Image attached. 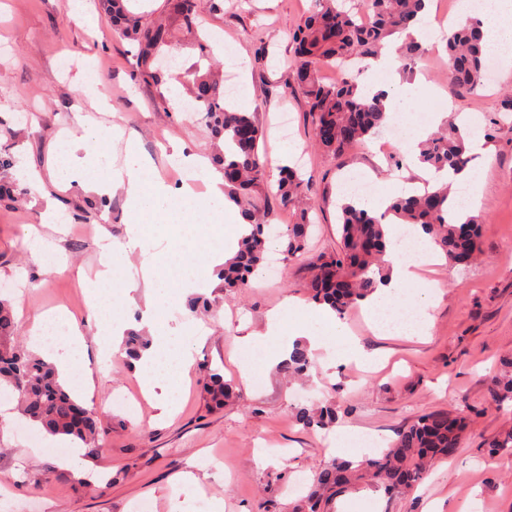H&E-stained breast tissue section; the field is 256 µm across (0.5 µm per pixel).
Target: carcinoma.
Instances as JSON below:
<instances>
[{
    "label": "carcinoma",
    "instance_id": "carcinoma-1",
    "mask_svg": "<svg viewBox=\"0 0 512 512\" xmlns=\"http://www.w3.org/2000/svg\"><path fill=\"white\" fill-rule=\"evenodd\" d=\"M212 11L221 10L219 0H167L170 14L180 21L183 36L199 52L191 71V94L204 106L202 118L214 144H223L215 164L224 177V196L239 209L249 232L238 243L236 254L224 262L220 279L224 292H233L259 275L269 239L267 226L275 217V207H293L295 219L283 233V252L288 258L306 253L312 226L306 207H296L307 186L295 167L280 170L276 191L268 190L266 170L260 160L265 132L255 113L229 107L224 88L211 72L210 46L201 31L202 2ZM112 31L136 47L139 74L162 83L156 66L160 48L169 43L171 31L165 21H143L130 12L124 0H105ZM426 0H360L358 7L346 8L345 0H313L308 16L297 26L292 39L296 45L295 90L304 97L315 143L326 155L343 156L355 145L381 132L389 121L388 93L362 89L357 75L345 73L335 83L324 82L320 69L326 64L349 61L367 63L379 57L389 38L406 32L417 22ZM444 51L448 58V85L461 97L476 94L489 66L483 43L482 21L469 19L448 30ZM425 53L423 45L406 37L399 48L400 71L411 72V64ZM469 134L453 119H447L420 144L418 161L437 173H456L470 161L466 145ZM11 156H0V199H14L24 192L9 179ZM340 252L321 259L315 266L310 288L312 299L342 313L364 301L378 287L376 276H385L384 257L391 245L385 220L392 215L401 224L420 226L447 260L463 253L471 258L482 254L477 220H462L455 214L451 184L424 187L421 192L391 200L377 216L353 202L340 205ZM148 339L136 331L125 337L124 347L131 359L147 349ZM314 361L303 343H295L280 369L290 379L306 377ZM17 399L22 415L50 435L78 440L98 449L104 430L98 413L74 398L58 381L52 364L31 354L18 343L17 325L10 307L0 302V387ZM204 390L216 407L233 396L231 383L218 373L206 377ZM490 397L494 402L512 399V357L491 378ZM296 421L304 428H330L336 424V406L309 399L292 407ZM468 427L463 411H441L421 416L396 432L387 448L357 464L333 458L315 471L313 487L297 512H329L332 502L357 483L366 481L388 496L411 491L430 468L454 455ZM488 452L512 453V431L488 443Z\"/></svg>",
    "mask_w": 512,
    "mask_h": 512
}]
</instances>
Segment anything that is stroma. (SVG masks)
<instances>
[{
  "mask_svg": "<svg viewBox=\"0 0 512 512\" xmlns=\"http://www.w3.org/2000/svg\"><path fill=\"white\" fill-rule=\"evenodd\" d=\"M84 2L86 19L74 14L73 0H0V118L6 126L0 150L37 172L70 215L64 224L43 223L44 207L30 195L0 204V299L20 304L18 336L34 353L42 348L30 334L34 316L67 311L81 334L69 387L98 410L106 445L81 449L77 465H64L62 448L50 446L16 412L15 398L0 393V496L10 503L0 512H212L216 504L222 512H292L317 468L334 456L335 431L305 430L290 414L292 404L312 396L335 403L350 438L370 437L379 449L424 414L462 408L472 420L456 454L411 494L390 499L363 484L339 497L332 512H512V456H491L486 448L512 428V400L498 404L489 395L500 360L512 353V130L485 140L483 153L473 158L483 179L470 209L480 224L482 260L469 265L442 258L421 271L434 290L428 335L380 332L358 308L339 320L348 342L378 361L377 370L340 360L333 344L310 383L288 381L276 366L246 381L241 345L264 331L271 310L298 304L282 325L287 337L308 322L312 266L338 246L343 183L372 180L389 198L398 196V182H417L420 174L407 164L391 175L393 156L374 150L334 160L314 147L305 101L287 92L293 83L290 34L304 22L310 0H223L221 10L205 12L214 59L223 68L239 64L238 76L252 91L238 105L256 113L267 152L281 146L274 122L280 110L289 111L290 143L303 153L301 173L312 184L315 227L301 259L288 258L279 240H271L278 277L259 276L232 294L208 289L216 301L209 315H193L185 294H176L168 313L171 347H189L192 365L168 394L176 411L163 417L143 393V371L109 346L103 320L89 317L80 283L95 278L107 249L126 239L124 196L107 195L99 209L78 184L56 181L52 147L62 132H79L80 121L105 130L117 125L123 139L107 141V149L122 151L125 140H133L165 183L179 188L167 153L183 147L207 157L213 151L203 126L182 108L187 93L180 82L198 51L179 41L163 46L176 67L166 70L164 84L143 80L132 45L113 34L94 0ZM423 45L435 64L418 91L419 109L405 115L409 131L430 130L424 115L451 107L469 113L476 138L485 139L484 127L512 89V67L494 65L492 85L455 100L437 38ZM89 71L95 74L92 99L77 82ZM142 262L132 256L115 277L107 319L130 327L138 322L143 292L125 286L140 280ZM207 368L235 381L238 401L209 407L202 390Z\"/></svg>",
  "mask_w": 512,
  "mask_h": 512,
  "instance_id": "1",
  "label": "stroma"
}]
</instances>
